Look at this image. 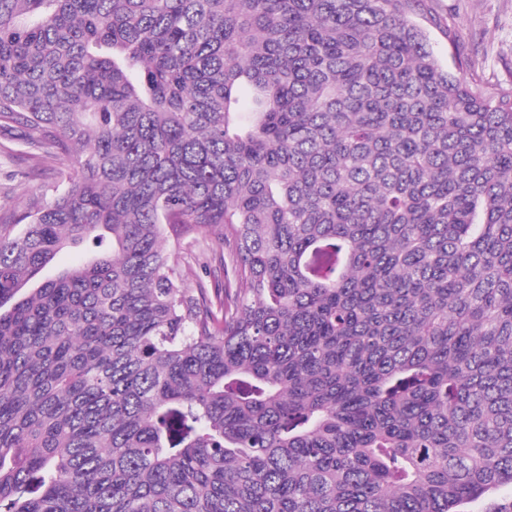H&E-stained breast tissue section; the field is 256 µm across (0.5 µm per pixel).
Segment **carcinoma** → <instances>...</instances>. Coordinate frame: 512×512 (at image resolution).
<instances>
[{
    "label": "carcinoma",
    "mask_w": 512,
    "mask_h": 512,
    "mask_svg": "<svg viewBox=\"0 0 512 512\" xmlns=\"http://www.w3.org/2000/svg\"><path fill=\"white\" fill-rule=\"evenodd\" d=\"M1 139L54 178L0 212V512L512 484V88L429 0H0ZM172 251L171 257L178 264V268L186 284H194L200 278L206 281L212 280V276L208 277L209 274H206L204 268L200 267L198 264H190L188 266L183 263L184 254L181 247L172 246Z\"/></svg>",
    "instance_id": "cac0c4a2"
}]
</instances>
